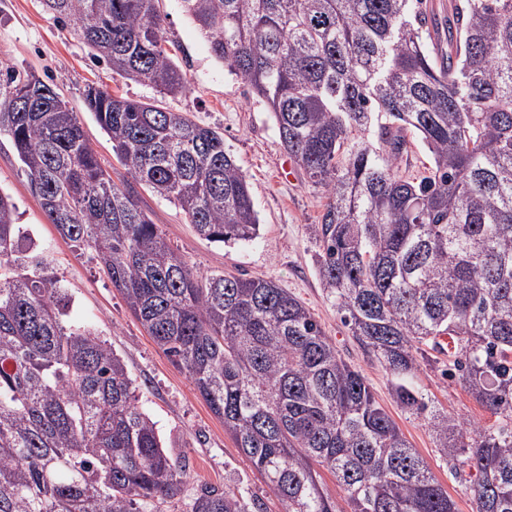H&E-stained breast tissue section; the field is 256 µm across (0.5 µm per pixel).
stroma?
Here are the masks:
<instances>
[{"mask_svg":"<svg viewBox=\"0 0 512 512\" xmlns=\"http://www.w3.org/2000/svg\"><path fill=\"white\" fill-rule=\"evenodd\" d=\"M158 9L175 60L188 80L186 91L167 98L166 105L223 132L225 148L250 184L260 234L250 243L217 245L200 237L178 206L146 190L140 193L142 208L158 224L167 243L199 271L271 280L298 298L341 356L365 377L376 401L447 489L457 512H473L464 479L455 475L451 463L439 453L428 425L397 403L388 374L364 350L326 297L316 272L318 244L310 229L323 210L322 189L307 182L299 171L293 178L282 177L292 158L279 140L265 103L249 94L243 81L210 54L180 0H160ZM0 62L20 73L34 74L51 86L77 113L113 180L126 179L109 136L85 109L82 94L86 84L93 82L112 94L148 101L157 96L154 88L115 75L106 62L95 61L73 27L59 22L42 0H0ZM0 191L13 198L17 223L28 230L38 247L50 251L55 271L71 298L73 315L88 321L123 358L136 383L140 404L156 422L172 455L185 464L183 491L164 504L163 512H190L193 498L204 486H227L260 499L265 512H282L264 477L239 451L186 373L173 366L134 318L100 270L93 252L76 248L48 222L22 163L3 135ZM416 381L434 405L449 414L487 427L498 425V418L487 412L459 379L443 375L440 365L422 363Z\"/></svg>","mask_w":512,"mask_h":512,"instance_id":"stroma-1","label":"stroma"}]
</instances>
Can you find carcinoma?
Here are the masks:
<instances>
[{
	"instance_id": "obj_1",
	"label": "carcinoma",
	"mask_w": 512,
	"mask_h": 512,
	"mask_svg": "<svg viewBox=\"0 0 512 512\" xmlns=\"http://www.w3.org/2000/svg\"><path fill=\"white\" fill-rule=\"evenodd\" d=\"M149 102L87 85L84 103L129 178L116 183L77 115L33 74L0 68V135L61 237L95 252L284 512H456L455 502L309 309L272 280L197 271L139 205L174 202L212 243L254 241L259 218L224 137L166 107L186 90L158 0H43ZM212 56L272 112L325 193L318 276L352 335L468 468L473 512H512V0H448V46L424 0H180ZM431 156L404 176L407 136ZM0 192V512H157L185 466L139 405L123 359L70 317L48 251ZM448 336L449 342H440ZM501 417L429 405L427 350ZM190 512H264L203 487Z\"/></svg>"
}]
</instances>
